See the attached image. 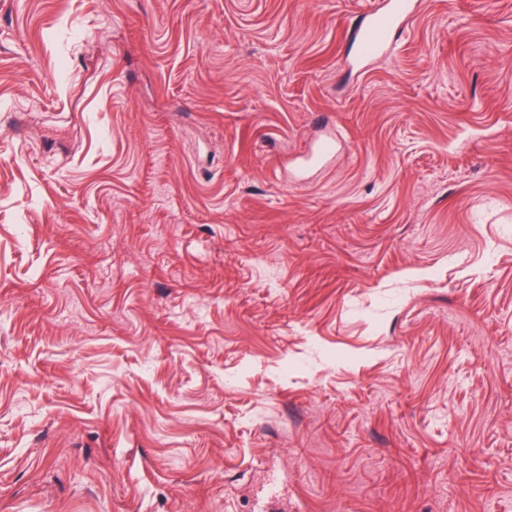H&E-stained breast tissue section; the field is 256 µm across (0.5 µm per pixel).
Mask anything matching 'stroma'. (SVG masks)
<instances>
[{"label":"stroma","instance_id":"35a3bbf8","mask_svg":"<svg viewBox=\"0 0 512 512\" xmlns=\"http://www.w3.org/2000/svg\"><path fill=\"white\" fill-rule=\"evenodd\" d=\"M374 4L0 0V512H512V0ZM417 0H384L365 15L355 27L357 60L369 63L384 56L403 22L418 9Z\"/></svg>","mask_w":512,"mask_h":512}]
</instances>
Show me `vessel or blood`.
Masks as SVG:
<instances>
[{"mask_svg": "<svg viewBox=\"0 0 512 512\" xmlns=\"http://www.w3.org/2000/svg\"><path fill=\"white\" fill-rule=\"evenodd\" d=\"M418 9V0H382L355 27L357 60L365 64L384 56L403 22Z\"/></svg>", "mask_w": 512, "mask_h": 512, "instance_id": "obj_1", "label": "vessel or blood"}]
</instances>
